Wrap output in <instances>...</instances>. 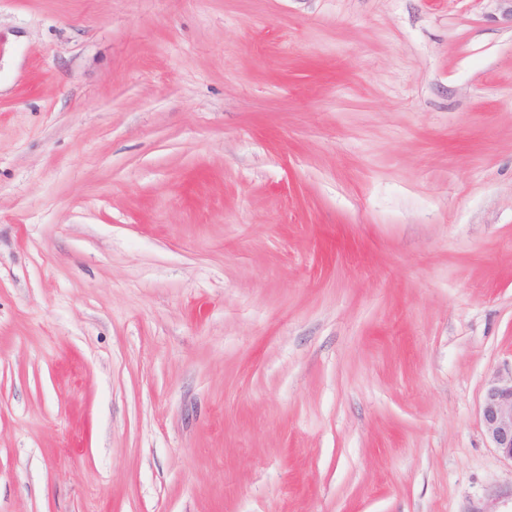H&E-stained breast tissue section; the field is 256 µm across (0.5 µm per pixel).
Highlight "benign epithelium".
<instances>
[{
    "label": "benign epithelium",
    "instance_id": "benign-epithelium-1",
    "mask_svg": "<svg viewBox=\"0 0 512 512\" xmlns=\"http://www.w3.org/2000/svg\"><path fill=\"white\" fill-rule=\"evenodd\" d=\"M480 417L493 448L512 462V377L490 382L483 395Z\"/></svg>",
    "mask_w": 512,
    "mask_h": 512
}]
</instances>
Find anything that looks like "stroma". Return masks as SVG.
Masks as SVG:
<instances>
[{
	"instance_id": "stroma-1",
	"label": "stroma",
	"mask_w": 512,
	"mask_h": 512,
	"mask_svg": "<svg viewBox=\"0 0 512 512\" xmlns=\"http://www.w3.org/2000/svg\"><path fill=\"white\" fill-rule=\"evenodd\" d=\"M512 0H0V512H512ZM480 417L493 448L512 462V375L490 382L483 395Z\"/></svg>"
}]
</instances>
